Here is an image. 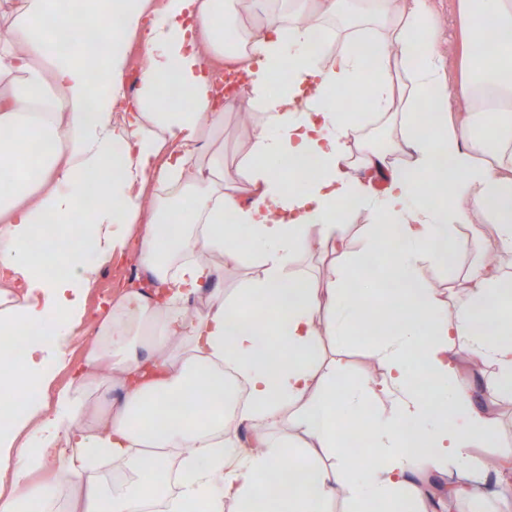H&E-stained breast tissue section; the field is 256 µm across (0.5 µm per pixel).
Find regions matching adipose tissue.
Segmentation results:
<instances>
[{
	"label": "adipose tissue",
	"instance_id": "ef3b65f1",
	"mask_svg": "<svg viewBox=\"0 0 512 512\" xmlns=\"http://www.w3.org/2000/svg\"><path fill=\"white\" fill-rule=\"evenodd\" d=\"M458 10L452 89L429 0H299L284 16L257 15L256 0H164L156 17L150 0H0V154L15 166L0 181V336L31 338L23 356L0 350V383L20 398L0 411V479L9 481L0 512H182L187 502L199 512H267L273 502L329 512L340 496L352 512H414L429 496L424 477L449 469V493L481 500L471 451L492 445L500 413L476 396L472 376L493 365V393L512 400V275L475 263L451 315L423 268L454 262L464 224H492L512 252V0H459ZM229 26L244 44L242 83L223 100L204 56H223ZM84 30L97 38L78 53L51 50L49 32ZM322 31L335 43L312 51ZM128 33L140 36L145 61L132 102ZM172 81L184 104L163 103ZM354 85L368 111L334 105ZM452 95L463 108L455 121ZM421 97L430 112L417 111ZM239 98L261 119L242 150L244 178L228 189L214 145ZM371 113L400 119L389 151L366 145ZM392 151L402 164L389 162ZM161 157L174 205L145 224L141 186ZM309 165L317 175L306 187L286 181ZM362 169L384 177L382 192ZM351 212L372 227L365 254L398 244L385 306L394 328L374 350L385 413L372 410L370 384L321 362L325 338L347 335L367 289L343 271L317 285L289 272L299 253L342 252L336 217ZM78 214L79 236L50 235ZM248 254L256 272L225 293V269ZM59 256L67 273H36ZM130 257L146 289L120 292L97 317L84 362L50 409L30 402L65 364L101 270ZM227 363L249 391L238 411ZM201 385L199 417L184 402ZM347 414L366 417L385 465L351 466L337 453ZM293 437L308 463L286 475L276 463ZM152 466L175 472V494L149 484Z\"/></svg>",
	"mask_w": 512,
	"mask_h": 512
}]
</instances>
